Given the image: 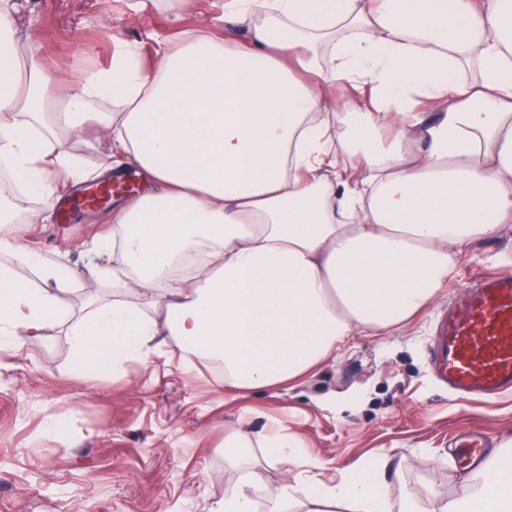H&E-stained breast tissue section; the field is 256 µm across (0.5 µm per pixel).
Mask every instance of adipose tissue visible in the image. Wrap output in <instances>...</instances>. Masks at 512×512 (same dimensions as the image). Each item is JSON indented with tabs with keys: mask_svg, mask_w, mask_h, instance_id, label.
Wrapping results in <instances>:
<instances>
[{
	"mask_svg": "<svg viewBox=\"0 0 512 512\" xmlns=\"http://www.w3.org/2000/svg\"><path fill=\"white\" fill-rule=\"evenodd\" d=\"M224 16L150 68L115 41L70 82L0 0L1 351L64 323L81 272L20 246L25 225L124 162L144 187L84 251L114 286L71 331L86 375L165 346L228 393L294 382L355 333L409 325L512 224V0H225ZM251 415L224 432L237 477L208 512H256L247 447L296 463V439ZM387 466L293 475L273 512H407ZM430 512H512V446Z\"/></svg>",
	"mask_w": 512,
	"mask_h": 512,
	"instance_id": "ef3b65f1",
	"label": "adipose tissue"
}]
</instances>
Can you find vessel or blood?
Segmentation results:
<instances>
[{
	"label": "vessel or blood",
	"instance_id": "b4317fda",
	"mask_svg": "<svg viewBox=\"0 0 512 512\" xmlns=\"http://www.w3.org/2000/svg\"><path fill=\"white\" fill-rule=\"evenodd\" d=\"M458 309L437 323L429 356L459 399L512 392V277L484 275L457 288Z\"/></svg>",
	"mask_w": 512,
	"mask_h": 512
}]
</instances>
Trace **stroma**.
Listing matches in <instances>:
<instances>
[{
    "instance_id": "1",
    "label": "stroma",
    "mask_w": 512,
    "mask_h": 512,
    "mask_svg": "<svg viewBox=\"0 0 512 512\" xmlns=\"http://www.w3.org/2000/svg\"><path fill=\"white\" fill-rule=\"evenodd\" d=\"M19 35L44 63L70 78L107 64L113 39L137 41L143 55L183 30L224 29V0H182L165 11L153 0H13ZM83 189L56 206L45 224H30L22 245L53 261L80 260L86 243L107 234L114 204L85 212ZM486 273L512 275V224L474 242L459 261L456 281ZM452 288L404 333L358 334L336 361L280 388L234 397L208 369L129 362L119 373L77 374L69 326L28 340L0 366V512H207L223 498L232 472L224 460L225 428L250 405V425L282 421L299 442L296 471L329 476L362 459L390 456L395 492L419 508L432 496L464 494L463 434L491 447L512 438V395L458 403L432 377L427 349L437 314ZM60 430H52L53 422ZM255 498L268 512L284 481L265 449L249 451Z\"/></svg>"
}]
</instances>
